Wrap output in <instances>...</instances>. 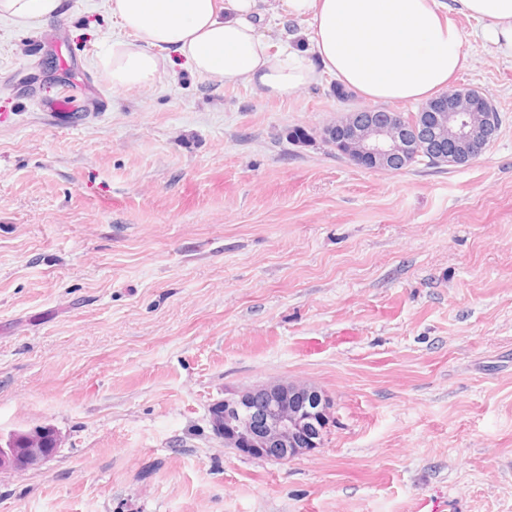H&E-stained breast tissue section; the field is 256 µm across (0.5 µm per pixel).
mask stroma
Returning <instances> with one entry per match:
<instances>
[{"mask_svg":"<svg viewBox=\"0 0 512 512\" xmlns=\"http://www.w3.org/2000/svg\"><path fill=\"white\" fill-rule=\"evenodd\" d=\"M119 34L0 20V445L60 438L0 512H512V61L458 76L503 119L478 157L386 172L322 143L366 106L333 78L116 92ZM275 380L334 398L323 445L225 448L210 405Z\"/></svg>","mask_w":512,"mask_h":512,"instance_id":"obj_1","label":"stroma"}]
</instances>
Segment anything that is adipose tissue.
Here are the masks:
<instances>
[{
  "label": "adipose tissue",
  "mask_w": 512,
  "mask_h": 512,
  "mask_svg": "<svg viewBox=\"0 0 512 512\" xmlns=\"http://www.w3.org/2000/svg\"><path fill=\"white\" fill-rule=\"evenodd\" d=\"M123 35L101 58L113 88L155 85L170 56L200 77L242 81L267 97L298 96L325 77L363 99L422 102L449 89L467 63L450 14L512 59V0H106ZM63 0H0L19 27L62 14ZM292 22L300 31H289Z\"/></svg>",
  "instance_id": "1"
}]
</instances>
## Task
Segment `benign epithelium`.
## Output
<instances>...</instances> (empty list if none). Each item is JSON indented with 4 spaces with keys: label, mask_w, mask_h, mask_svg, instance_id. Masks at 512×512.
Returning <instances> with one entry per match:
<instances>
[{
    "label": "benign epithelium",
    "mask_w": 512,
    "mask_h": 512,
    "mask_svg": "<svg viewBox=\"0 0 512 512\" xmlns=\"http://www.w3.org/2000/svg\"><path fill=\"white\" fill-rule=\"evenodd\" d=\"M464 95L440 94L420 116L401 112L381 116L370 109L349 112L327 126L322 138L360 168L394 171L401 161L427 151L454 166L469 164L475 148L491 141L497 129L476 132L461 109ZM334 400L309 383H272L248 387L210 406L213 433L224 446L257 459L284 461L321 445L334 422ZM49 455L34 440L23 448H0V470L25 471Z\"/></svg>",
    "instance_id": "obj_1"
}]
</instances>
